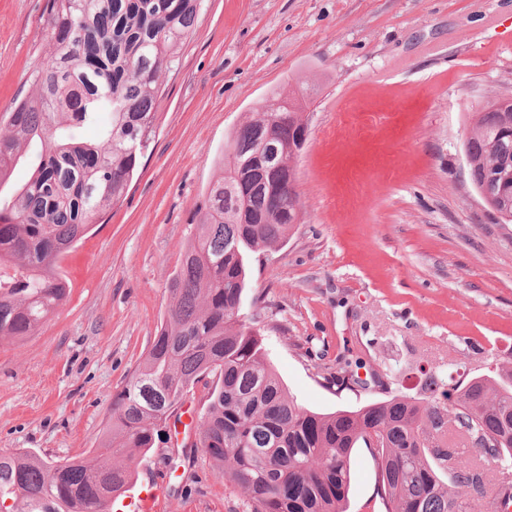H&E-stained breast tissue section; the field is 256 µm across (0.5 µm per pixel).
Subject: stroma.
Here are the masks:
<instances>
[{
  "instance_id": "obj_1",
  "label": "stroma",
  "mask_w": 512,
  "mask_h": 512,
  "mask_svg": "<svg viewBox=\"0 0 512 512\" xmlns=\"http://www.w3.org/2000/svg\"><path fill=\"white\" fill-rule=\"evenodd\" d=\"M47 0H0V114L32 93ZM162 77L153 149L124 200L61 261L68 296L34 335L0 340V454L66 461L102 440L112 397L146 357L236 127L274 90H314L296 160L301 221L251 261L243 314L306 408L379 398L314 369L353 350L395 374L485 372L512 361V224L498 223L465 161L471 115L512 96V0H204ZM348 512H385L367 449ZM168 477L167 512H249L190 440L161 442L125 503Z\"/></svg>"
}]
</instances>
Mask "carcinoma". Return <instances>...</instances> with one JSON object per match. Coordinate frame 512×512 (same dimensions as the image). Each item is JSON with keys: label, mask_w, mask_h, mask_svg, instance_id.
I'll list each match as a JSON object with an SVG mask.
<instances>
[{"label": "carcinoma", "mask_w": 512, "mask_h": 512, "mask_svg": "<svg viewBox=\"0 0 512 512\" xmlns=\"http://www.w3.org/2000/svg\"><path fill=\"white\" fill-rule=\"evenodd\" d=\"M201 0H48L51 47L30 72L31 95L0 119V185L22 146L40 143L30 181L0 205V339L33 335L63 303L60 261L102 212L119 204L151 149L161 76ZM305 92L273 95L230 135L195 233L168 280L169 305L152 346L112 397L90 459L0 455V512H112L177 404L206 390L195 446L246 495L251 512H348L353 449L376 464L386 512L512 509V365L465 382L425 374L416 394H389L320 413L297 402L241 314L248 255L283 245L300 219L295 159L308 129ZM110 121L100 123V114ZM95 126L83 142L74 130ZM276 162L266 155L268 146ZM474 188L512 161V98L492 100L465 143ZM336 387L388 390V374L344 360Z\"/></svg>", "instance_id": "carcinoma-1"}]
</instances>
